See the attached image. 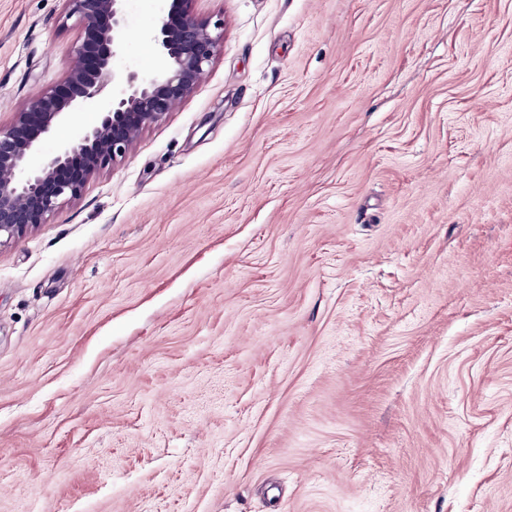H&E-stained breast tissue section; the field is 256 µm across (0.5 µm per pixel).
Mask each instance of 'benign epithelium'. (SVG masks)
<instances>
[{"mask_svg": "<svg viewBox=\"0 0 512 512\" xmlns=\"http://www.w3.org/2000/svg\"><path fill=\"white\" fill-rule=\"evenodd\" d=\"M66 2L83 23L74 49L77 65L63 83L28 100L8 127H0V245L45 223L61 197L77 198L94 175L123 158L135 132L162 120L195 89L219 45L209 21L189 8L192 0H171L149 30L158 67L149 74L118 70L114 60L127 37V0ZM93 98L101 102L99 123L39 167H29L39 138Z\"/></svg>", "mask_w": 512, "mask_h": 512, "instance_id": "1", "label": "benign epithelium"}]
</instances>
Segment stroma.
Listing matches in <instances>:
<instances>
[{
	"label": "stroma",
	"instance_id": "obj_1",
	"mask_svg": "<svg viewBox=\"0 0 512 512\" xmlns=\"http://www.w3.org/2000/svg\"><path fill=\"white\" fill-rule=\"evenodd\" d=\"M191 8L200 84L0 245V512H512V0ZM81 34L0 0L1 125Z\"/></svg>",
	"mask_w": 512,
	"mask_h": 512
}]
</instances>
